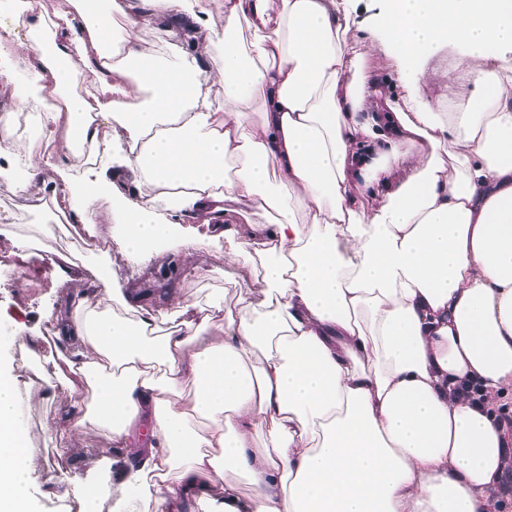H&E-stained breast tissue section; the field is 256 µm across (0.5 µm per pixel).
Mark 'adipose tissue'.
Here are the masks:
<instances>
[{"mask_svg":"<svg viewBox=\"0 0 512 512\" xmlns=\"http://www.w3.org/2000/svg\"><path fill=\"white\" fill-rule=\"evenodd\" d=\"M215 3L66 0L51 14L0 0V36L19 46L0 90L63 103L40 154L0 132V183L63 194L94 239L108 202L109 237L135 258L188 261L185 225H205L227 261L257 267L263 294L241 290L233 316L174 300L164 332L100 262L55 315L75 406L58 442L102 429L132 459L112 512H498L512 468L497 404L512 393V0H383L373 32L349 0ZM147 27L168 52L143 46ZM377 37L395 63L384 76ZM444 46L474 85L445 109L423 92ZM82 77L90 91L72 92ZM19 404L0 363V512H34Z\"/></svg>","mask_w":512,"mask_h":512,"instance_id":"1","label":"adipose tissue"}]
</instances>
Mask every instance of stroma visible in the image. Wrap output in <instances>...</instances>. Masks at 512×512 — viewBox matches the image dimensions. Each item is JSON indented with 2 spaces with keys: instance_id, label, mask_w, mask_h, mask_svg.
I'll return each instance as SVG.
<instances>
[{
  "instance_id": "1",
  "label": "stroma",
  "mask_w": 512,
  "mask_h": 512,
  "mask_svg": "<svg viewBox=\"0 0 512 512\" xmlns=\"http://www.w3.org/2000/svg\"><path fill=\"white\" fill-rule=\"evenodd\" d=\"M458 53L441 49L430 61L439 76L425 86V94L433 101L447 103L464 93L461 85L448 81ZM28 194L0 190V216H9V224H0V255L12 258L14 269L0 268V359L27 364L21 372L18 387L24 401L21 418L30 431L37 467L31 478L30 493L36 512H78L74 497L63 496L62 479L101 480L106 478V463L121 457L108 434L93 430L71 447H58L54 430L70 413L64 391L55 396L45 393L47 380L53 379L56 341L50 326L55 322L56 308L76 290L85 287L91 268L83 262L87 252L84 239L60 237L44 229L41 248L18 251L13 238L27 225L40 223L38 210L30 206ZM78 254L74 264L58 266L62 253ZM112 277L123 291L148 293V302L156 315L169 311V293L188 302H209L222 297L224 310L236 312V299L243 286L241 268L228 265L223 249L200 244L190 261L177 276L166 277L170 257L160 254L145 262L128 257L113 246L110 256Z\"/></svg>"
}]
</instances>
